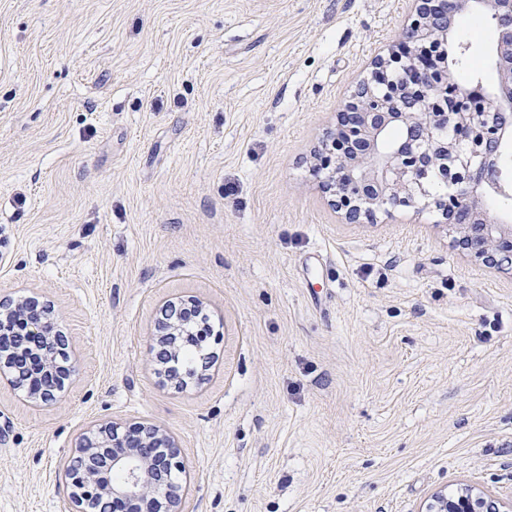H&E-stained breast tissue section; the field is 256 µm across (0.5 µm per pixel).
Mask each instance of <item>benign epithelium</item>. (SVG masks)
<instances>
[{"mask_svg":"<svg viewBox=\"0 0 512 512\" xmlns=\"http://www.w3.org/2000/svg\"><path fill=\"white\" fill-rule=\"evenodd\" d=\"M488 16L497 31L493 86L479 100L458 91L453 68L456 20ZM512 138V0H415L398 41L377 58L336 112V124L312 153L309 175L350 224H375L400 211L435 212L452 231V246L512 272V225L486 205L512 195L501 165ZM195 300H168L147 351L155 360L190 335ZM17 322L20 340L50 345L44 372L21 374L0 335V384L47 404L79 371L54 308L34 298L0 303V329ZM186 471L172 436L153 424L114 421L80 433L63 466L72 512H176ZM432 512H500L468 488L439 495Z\"/></svg>","mask_w":512,"mask_h":512,"instance_id":"obj_1","label":"benign epithelium"}]
</instances>
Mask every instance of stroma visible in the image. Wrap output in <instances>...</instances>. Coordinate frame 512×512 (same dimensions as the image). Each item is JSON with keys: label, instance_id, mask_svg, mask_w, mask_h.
I'll return each mask as SVG.
<instances>
[{"label": "stroma", "instance_id": "35a3bbf8", "mask_svg": "<svg viewBox=\"0 0 512 512\" xmlns=\"http://www.w3.org/2000/svg\"><path fill=\"white\" fill-rule=\"evenodd\" d=\"M410 7L0 0V300L51 304L81 359L51 405L0 388V512H70L63 464L111 420L178 438L179 512L464 486L512 512V274L428 214L343 223L308 172ZM456 36L460 80L493 85L492 22ZM189 297L215 372L178 390L146 344Z\"/></svg>", "mask_w": 512, "mask_h": 512}]
</instances>
